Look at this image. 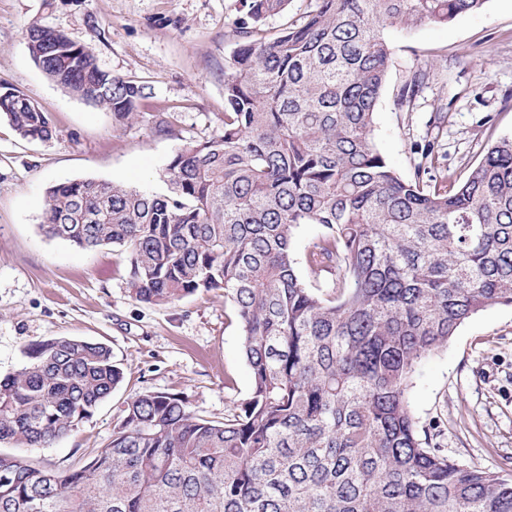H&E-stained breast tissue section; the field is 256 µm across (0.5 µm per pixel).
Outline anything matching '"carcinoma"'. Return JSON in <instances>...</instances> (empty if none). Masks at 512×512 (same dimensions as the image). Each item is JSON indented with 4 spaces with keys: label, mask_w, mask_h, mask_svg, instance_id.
I'll return each mask as SVG.
<instances>
[{
    "label": "carcinoma",
    "mask_w": 512,
    "mask_h": 512,
    "mask_svg": "<svg viewBox=\"0 0 512 512\" xmlns=\"http://www.w3.org/2000/svg\"><path fill=\"white\" fill-rule=\"evenodd\" d=\"M289 0H241L224 60V131L185 141L168 193L84 178L47 189L40 229L85 249L124 250L139 302L224 292L251 389L224 420L169 392L126 402L82 464L49 469L0 453V512H512V481L431 447L407 393L418 364L489 305H512V135L468 177L393 170L372 127L386 84L388 26L412 29L487 0H316L270 36ZM32 59L66 92L139 116L144 86L100 68L87 44L33 24ZM430 72L416 71L400 101ZM0 118L28 141L55 130L24 92L0 89ZM302 224L322 292L295 270ZM0 377V443L47 448L124 380L112 349L41 340ZM323 231V227L319 224L300 225L293 239L292 253L296 262L295 267L298 275L306 279L308 282H312V285L316 287L320 286L325 288L329 283H331L332 276H322L317 282H315L314 278L311 277L308 273L305 264L306 254L308 253L313 243L318 241V239L322 236Z\"/></svg>",
    "instance_id": "carcinoma-1"
}]
</instances>
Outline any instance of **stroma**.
Here are the masks:
<instances>
[{"label": "stroma", "mask_w": 512, "mask_h": 512, "mask_svg": "<svg viewBox=\"0 0 512 512\" xmlns=\"http://www.w3.org/2000/svg\"><path fill=\"white\" fill-rule=\"evenodd\" d=\"M240 0H0V86L23 91L55 129L46 142L20 139L0 120V376L20 368L32 343L58 336L102 342L124 381L93 416L50 448L20 454L64 468L101 447L125 402L147 391L182 395L199 415L223 419L245 398L251 375L222 292L163 306L130 296L124 254L77 248L39 228L47 188L94 177L164 193L166 166L189 138L224 130V60ZM90 45L112 74L139 81L140 117L116 124L109 110L65 92L33 62L32 23ZM384 36L392 63L373 141L401 176H413L435 113H445L441 166L464 180L487 147L512 134V0H486L452 22ZM430 68L427 88L399 104L411 74ZM176 132H157L159 113ZM409 402L449 460L512 473V306L491 305L465 321L447 347L420 363Z\"/></svg>", "instance_id": "obj_1"}]
</instances>
